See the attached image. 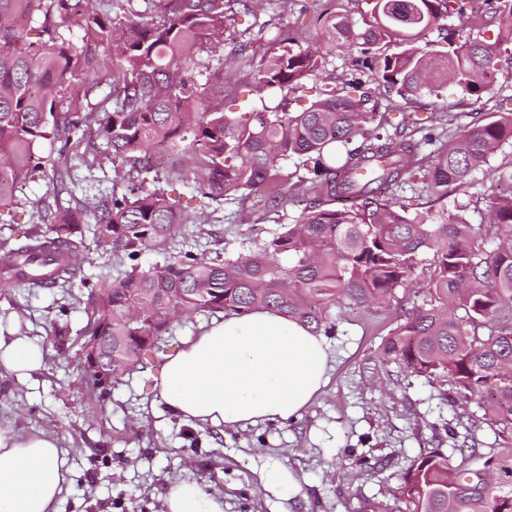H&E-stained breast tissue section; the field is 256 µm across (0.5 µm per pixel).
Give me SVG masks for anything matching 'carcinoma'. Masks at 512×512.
Returning <instances> with one entry per match:
<instances>
[{"label":"carcinoma","instance_id":"1","mask_svg":"<svg viewBox=\"0 0 512 512\" xmlns=\"http://www.w3.org/2000/svg\"><path fill=\"white\" fill-rule=\"evenodd\" d=\"M375 24L356 29L343 15L321 17L335 45L359 49L362 65L403 99L458 87L480 95L495 79L502 54L512 52V0H484L476 38L448 42V50L421 49L402 32L440 28L467 16L471 0H367ZM152 22L117 27L95 12L92 0H0V210H11L25 173L49 169L62 178L72 142L86 141L102 160L130 165L123 187L90 206L94 234L124 267L112 282L111 306L93 309V325L112 320V355L124 352L127 374L143 357L162 351L174 318L219 313L245 315L275 309L315 334L336 332L331 309H364L392 297L416 279L419 255L433 263L427 299L404 315L381 348L382 360L410 376L450 385L448 403L477 398L452 466L441 448L415 458L401 475L408 512H512V439L483 448L477 431L488 426L512 436V190L488 198L490 224H471L459 212H411L385 191L425 184L437 198L462 186L502 146L512 143V108L442 138L416 131L383 137L376 109L360 94L361 78L346 88L325 86L301 112L286 100L265 106V93L293 89L325 63L312 48L290 46L260 64L255 91L262 107L224 111L187 73L193 54L224 44L223 0H146ZM84 22L96 42L112 47V109L57 112L60 94L96 63L95 50L77 49L59 28ZM40 28L38 47L28 41ZM361 139L358 146L350 144ZM45 141L56 155H40ZM202 162L201 175H179L193 185L201 211L227 196L260 193L270 212L288 202L282 164L298 159L307 173L296 186L308 206L294 224L245 253L207 259L186 250L143 270L146 250L167 245L190 218L167 192L150 183L152 159L180 143ZM138 179H132V173ZM44 230L26 232L3 250L6 278L42 265L40 243L57 246L53 286L80 287L89 298L107 294L85 275L84 223L78 208L54 199ZM497 244L488 248V239Z\"/></svg>","mask_w":512,"mask_h":512}]
</instances>
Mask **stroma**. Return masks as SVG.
Instances as JSON below:
<instances>
[{
  "instance_id": "1",
  "label": "stroma",
  "mask_w": 512,
  "mask_h": 512,
  "mask_svg": "<svg viewBox=\"0 0 512 512\" xmlns=\"http://www.w3.org/2000/svg\"><path fill=\"white\" fill-rule=\"evenodd\" d=\"M344 14L357 25L368 22L365 0H261L258 10L237 13L227 27L220 49L197 53L189 71L201 84L224 89V109L241 110L250 101L259 63L279 49L276 35L289 33L302 46L322 49L324 67L304 77L288 95L289 111L308 105L322 85L343 87L359 77L369 103L380 114L381 133L424 127L440 135L454 128L483 122L501 100L512 95V57L504 58L495 84L481 96L452 87L442 96L424 95L411 102L365 72L356 73L355 50L327 47L320 9ZM242 59H233L234 50ZM96 76L73 82L58 105L62 112H96L109 93L112 51L99 47ZM67 165L72 190L80 201L112 188L109 162L86 146L72 150ZM512 166V146L490 158L463 187L435 199L421 191L423 209L447 208L463 213L469 223L490 220L486 200L498 191L494 170ZM54 196L50 174L35 173L17 194V221L0 224V241L15 240L26 224L50 218L45 206ZM300 196L291 197L279 214L268 213L261 194L236 203L234 223L224 211L208 212L200 220L211 230L207 257L237 254L244 240L261 241L279 225L301 214ZM423 279L397 288L387 303L368 309H336V333L327 337L333 369L315 402L297 420L266 422L237 429L194 428L173 416L155 389L162 358L147 359L144 369L103 390L93 388L77 370L84 341L82 330L92 308L88 292L77 289L79 304L60 314L62 295L55 288L0 290V318H19L28 336L45 351V366L27 378L0 376V430L17 434L54 432L66 451L70 488L58 512H163L170 484L191 477L224 498V512H404L398 487L402 473L417 456L435 447L451 450V438H434L432 424H456L463 408L444 398L447 385L407 376L381 361L380 345L393 329L401 309L422 304ZM67 318L70 333L57 336L54 327ZM196 431L198 445L187 434ZM368 458V466L358 458ZM294 476L293 484L272 483L274 472Z\"/></svg>"
}]
</instances>
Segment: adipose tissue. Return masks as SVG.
I'll use <instances>...</instances> for the list:
<instances>
[{
    "mask_svg": "<svg viewBox=\"0 0 512 512\" xmlns=\"http://www.w3.org/2000/svg\"><path fill=\"white\" fill-rule=\"evenodd\" d=\"M45 363L43 348L15 323L0 325V372L27 377ZM323 337L270 309L212 322L166 358L156 387L175 416L234 429L298 417L329 379ZM65 452L41 431L0 430V512H56L67 490ZM164 512H224V499L192 478L173 483Z\"/></svg>",
    "mask_w": 512,
    "mask_h": 512,
    "instance_id": "1",
    "label": "adipose tissue"
}]
</instances>
